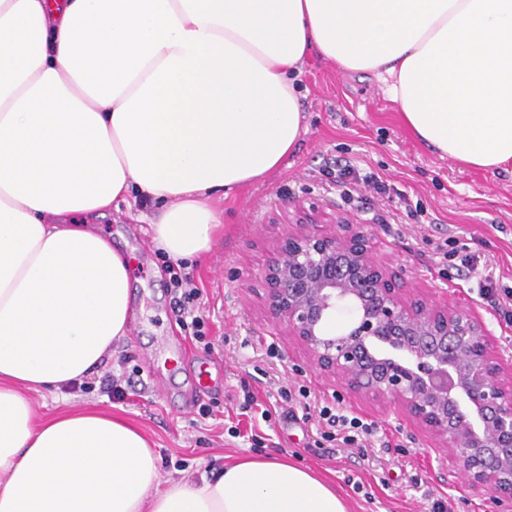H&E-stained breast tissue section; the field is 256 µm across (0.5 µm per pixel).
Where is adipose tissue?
Here are the masks:
<instances>
[{"label":"adipose tissue","instance_id":"ef3b65f1","mask_svg":"<svg viewBox=\"0 0 512 512\" xmlns=\"http://www.w3.org/2000/svg\"><path fill=\"white\" fill-rule=\"evenodd\" d=\"M375 75L423 144L512 172V0H0V512H348L284 456L162 478L143 431L36 416L127 334V255L87 224L160 203L153 242L208 252L219 195L282 167L310 55Z\"/></svg>","mask_w":512,"mask_h":512}]
</instances>
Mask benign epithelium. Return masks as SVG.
<instances>
[{
    "mask_svg": "<svg viewBox=\"0 0 512 512\" xmlns=\"http://www.w3.org/2000/svg\"><path fill=\"white\" fill-rule=\"evenodd\" d=\"M262 269L270 314L311 367L406 414L512 512V385L475 312L415 299L371 256L366 221L298 203ZM347 313L346 324L327 329Z\"/></svg>",
    "mask_w": 512,
    "mask_h": 512,
    "instance_id": "obj_1",
    "label": "benign epithelium"
}]
</instances>
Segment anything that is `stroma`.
<instances>
[{"label": "stroma", "instance_id": "1", "mask_svg": "<svg viewBox=\"0 0 512 512\" xmlns=\"http://www.w3.org/2000/svg\"><path fill=\"white\" fill-rule=\"evenodd\" d=\"M304 131L286 164L246 188L215 200L224 232L193 263L200 296L194 306L209 322L207 343L184 331L169 292V276L147 225L119 205L93 224L131 256L129 333L112 346L103 371L82 387L33 395L36 412L102 409L138 425L160 452L163 477L192 478L248 454H285L334 481L349 512H431L447 500L453 512H490L488 494L470 490L464 476L449 478L447 450L398 410L349 393L311 368L285 328L266 314L261 271L284 225L273 218L297 202H316L370 220L373 259L395 271L404 293L476 311L491 331L495 354L512 363V307L480 295L481 286L512 289V175L458 165L420 143L403 124L396 103L373 76L340 70L310 57L303 69ZM359 180L337 183L340 166ZM372 174L385 193L367 187ZM477 256L474 270L444 259L451 247ZM187 354L167 365L180 347ZM207 369L206 391L196 373ZM132 380L121 400L101 388L105 375ZM306 387L309 400L339 406L375 424L364 447L322 440L317 417L283 401L279 387ZM253 393L270 419H237L244 393ZM210 416L199 413L201 407ZM243 435L235 438L231 426ZM259 434V443L245 439Z\"/></svg>", "mask_w": 512, "mask_h": 512}]
</instances>
